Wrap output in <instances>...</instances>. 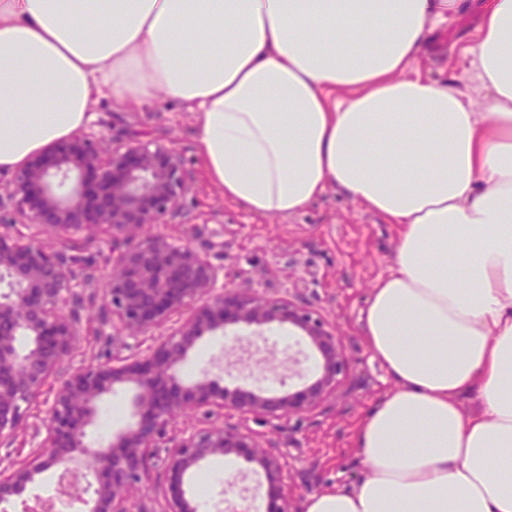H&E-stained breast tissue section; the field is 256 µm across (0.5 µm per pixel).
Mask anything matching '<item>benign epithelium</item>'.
Masks as SVG:
<instances>
[{
	"label": "benign epithelium",
	"mask_w": 512,
	"mask_h": 512,
	"mask_svg": "<svg viewBox=\"0 0 512 512\" xmlns=\"http://www.w3.org/2000/svg\"><path fill=\"white\" fill-rule=\"evenodd\" d=\"M193 176L174 147L136 137L108 140L90 126L46 145L0 181V443L15 435L50 381L58 385L45 410V437L24 460L0 459V506L22 496L47 471L86 473L75 486L85 512H134L131 491L154 449H168L172 497L167 512H196L184 480L216 456L242 455L268 483L267 512H292L278 449L243 425L217 424L236 413L286 422L336 397L349 368L335 327L296 298L254 288H228L222 268L190 244H176L153 224H182ZM98 231L139 241L112 257L102 327L140 354L63 372L82 335L78 288L93 287L89 263L67 250ZM61 243L55 250L45 239ZM290 326L319 356L314 381L267 396L260 389L221 387L219 358L193 378L183 372L205 335H232L233 347L266 341ZM149 345H144L146 340ZM130 393V420L106 443L92 428L104 398ZM187 411L204 423L174 430Z\"/></svg>",
	"instance_id": "7a95c632"
}]
</instances>
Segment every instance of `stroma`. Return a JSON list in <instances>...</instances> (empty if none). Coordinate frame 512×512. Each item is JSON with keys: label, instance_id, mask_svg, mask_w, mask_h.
Instances as JSON below:
<instances>
[{"label": "stroma", "instance_id": "1", "mask_svg": "<svg viewBox=\"0 0 512 512\" xmlns=\"http://www.w3.org/2000/svg\"><path fill=\"white\" fill-rule=\"evenodd\" d=\"M487 2L469 0L466 10L449 16L447 23L433 31L418 59L424 77L474 90L465 49L477 37ZM91 109L97 114L95 129L107 136L126 138L141 131L148 139L176 147L184 156L194 177L189 221L158 225V232L172 242L190 244L222 267L228 287L299 299L333 323L341 337L349 370L337 397L311 413L292 418L287 428L265 425L260 429L279 448L286 463L285 482L293 506L327 488L363 480L368 470L353 445V435L362 417L391 388L392 380L372 360L359 317L374 283L393 261L398 225L363 211L334 187L301 212L253 214L225 199L207 179L196 152L195 115L180 102L164 96L150 104L126 107L107 97L94 99ZM132 245V240L108 235L83 242V252L94 264L97 285L85 292L83 336L66 359V370L112 355L128 356V349L114 345L111 337L102 334L101 317L112 256ZM299 349L301 374L282 382L273 372L260 370L254 349L238 348L234 365L224 372V384L232 388L247 381L276 391L302 389L312 381L317 361L307 344H300ZM43 397V403L28 411L14 442L0 444V459L20 460L30 453L42 428L45 402L52 394L47 391ZM219 467L240 475L244 489L242 495L224 501L220 487H212L210 497L221 500L222 512H265V498L249 494L257 476L242 456L231 454L208 465L212 471ZM166 488L164 464L154 460L148 478L134 494V512H166Z\"/></svg>", "mask_w": 512, "mask_h": 512}]
</instances>
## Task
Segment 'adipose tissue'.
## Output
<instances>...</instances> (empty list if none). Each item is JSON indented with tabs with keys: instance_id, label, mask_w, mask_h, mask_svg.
Instances as JSON below:
<instances>
[{
	"instance_id": "obj_1",
	"label": "adipose tissue",
	"mask_w": 512,
	"mask_h": 512,
	"mask_svg": "<svg viewBox=\"0 0 512 512\" xmlns=\"http://www.w3.org/2000/svg\"><path fill=\"white\" fill-rule=\"evenodd\" d=\"M463 6L0 0V172L90 124L96 95L162 91L226 199L288 215L334 186L399 225L360 317L394 382L354 434L368 475L303 512H512V0L470 49L481 100L415 72Z\"/></svg>"
}]
</instances>
